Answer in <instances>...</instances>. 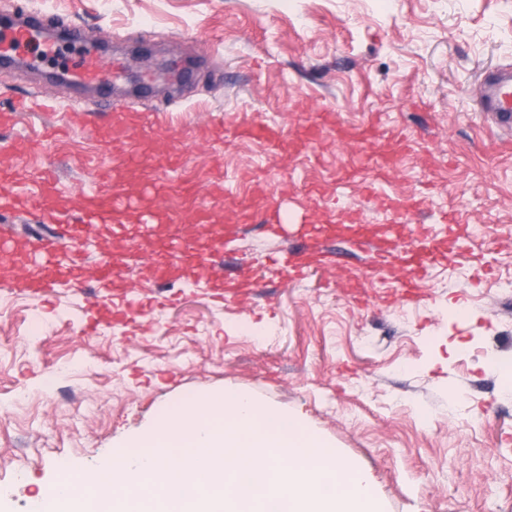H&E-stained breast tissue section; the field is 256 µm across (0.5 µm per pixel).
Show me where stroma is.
<instances>
[{"instance_id": "obj_1", "label": "stroma", "mask_w": 512, "mask_h": 512, "mask_svg": "<svg viewBox=\"0 0 512 512\" xmlns=\"http://www.w3.org/2000/svg\"><path fill=\"white\" fill-rule=\"evenodd\" d=\"M51 24L86 27L109 45L102 73L163 83L188 70L171 111L132 119L105 143L96 125L30 150L45 126L66 127L71 93L45 87L86 50L25 48L35 73L0 71V111L26 88L40 107L0 127V197L58 190L18 237L58 231L78 193L108 194L98 166L141 160L117 191L150 193L154 209L182 204L176 224L126 213L80 247L89 262L124 253L112 300L143 306L89 331V298L61 278L47 300L29 295L39 270L0 264V512H33L64 469L98 460L146 434L171 406L243 390L297 417L373 476L382 512H512V137L480 112L475 81L512 64V0H14ZM325 122L320 142L300 136ZM262 122L286 146L242 136ZM411 195L388 211L347 172ZM279 203L282 239L240 221ZM236 224L225 249L250 302L216 297L196 270L170 287L152 278L157 252L198 223ZM464 229L449 238L443 213ZM386 235L430 224L453 256L429 268L424 294L397 302L399 267L370 275V253L327 242L334 259L300 281L268 275L278 250L305 245L308 224L346 213ZM369 274L368 305L340 286Z\"/></svg>"}]
</instances>
